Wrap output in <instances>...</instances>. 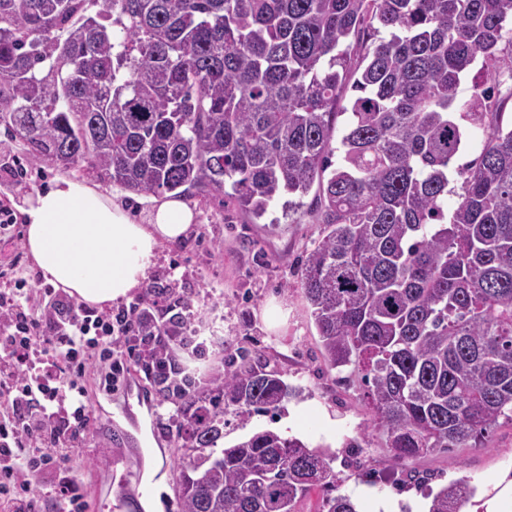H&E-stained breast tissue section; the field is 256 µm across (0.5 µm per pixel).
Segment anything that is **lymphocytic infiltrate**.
<instances>
[{
  "label": "lymphocytic infiltrate",
  "mask_w": 512,
  "mask_h": 512,
  "mask_svg": "<svg viewBox=\"0 0 512 512\" xmlns=\"http://www.w3.org/2000/svg\"><path fill=\"white\" fill-rule=\"evenodd\" d=\"M137 305L98 312L58 295L49 310L31 303L25 278L0 289V512H37L45 498L66 512H84L83 496L60 446L76 441L90 421L86 373L99 363V383L117 390L128 364L144 374L146 342ZM58 475L50 492L31 477Z\"/></svg>",
  "instance_id": "lymphocytic-infiltrate-1"
}]
</instances>
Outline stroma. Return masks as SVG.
Wrapping results in <instances>:
<instances>
[{"instance_id":"1","label":"stroma","mask_w":512,"mask_h":512,"mask_svg":"<svg viewBox=\"0 0 512 512\" xmlns=\"http://www.w3.org/2000/svg\"><path fill=\"white\" fill-rule=\"evenodd\" d=\"M24 161L23 145L12 139L0 123V203L17 207L24 196L63 174V167L48 161L27 162L26 175L6 173V164ZM223 196H190L186 202L197 213L193 230L183 242L162 247L146 288L185 303V340L176 355L184 370L179 379L203 399L213 397L212 378L223 371L229 355L262 357L281 371L301 395L264 414L232 419L229 439L252 432L274 430L302 439L310 447L330 449L335 455L336 492L349 496L358 512H427L423 488L386 470L385 452L371 427V414L356 383L329 369L320 352L311 308L298 275L300 259L321 234L313 196L302 207L283 210L271 203L268 223L255 224L238 210L224 207ZM24 217L11 228V242L0 246V260H18L30 288L46 280L24 247ZM287 314L286 323L269 330L263 314L269 301ZM133 381L147 389L154 413L156 435L164 444L163 462L172 480L161 490L175 500L173 479L184 451L175 442L181 402L163 397L139 368H131ZM91 420L71 452L70 466L86 503L85 512H97L96 498L110 494L112 512H126L122 491L132 485L134 449L102 419L110 405L96 376L85 381ZM407 469L430 475L429 488L439 489L460 477L469 478L477 495H492L497 483L512 478V423L501 421L483 445L434 453L407 461Z\"/></svg>"}]
</instances>
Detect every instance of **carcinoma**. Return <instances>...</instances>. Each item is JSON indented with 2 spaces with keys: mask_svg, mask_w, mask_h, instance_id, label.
<instances>
[{
  "mask_svg": "<svg viewBox=\"0 0 512 512\" xmlns=\"http://www.w3.org/2000/svg\"><path fill=\"white\" fill-rule=\"evenodd\" d=\"M504 76L512 0H0V121L32 160L85 162L137 194L218 192L255 219L318 186L323 231L301 287L392 471L512 421V129L490 105ZM479 129V157L454 166ZM266 367L228 370L207 403L150 377L185 400L180 512H298L317 492L318 512H356L331 495L327 448L272 430L219 445L227 414L295 394ZM474 495L465 477L430 488L428 512H461Z\"/></svg>",
  "mask_w": 512,
  "mask_h": 512,
  "instance_id": "obj_1",
  "label": "carcinoma"
}]
</instances>
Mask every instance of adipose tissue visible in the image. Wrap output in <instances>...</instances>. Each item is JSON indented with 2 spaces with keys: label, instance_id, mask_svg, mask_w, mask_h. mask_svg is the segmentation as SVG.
Returning a JSON list of instances; mask_svg holds the SVG:
<instances>
[{
  "label": "adipose tissue",
  "instance_id": "1",
  "mask_svg": "<svg viewBox=\"0 0 512 512\" xmlns=\"http://www.w3.org/2000/svg\"><path fill=\"white\" fill-rule=\"evenodd\" d=\"M24 204L25 247L44 277L77 302L99 306L140 288L160 249L185 239L195 221L187 203L164 197L137 222L111 197L66 175Z\"/></svg>",
  "mask_w": 512,
  "mask_h": 512
}]
</instances>
